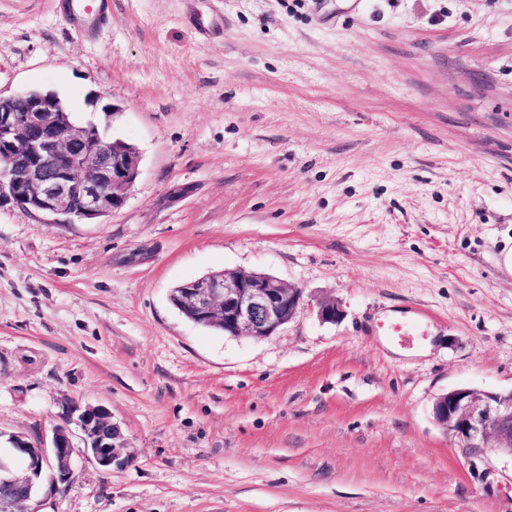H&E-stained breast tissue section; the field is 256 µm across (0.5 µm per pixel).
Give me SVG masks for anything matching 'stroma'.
Instances as JSON below:
<instances>
[{"instance_id": "stroma-1", "label": "stroma", "mask_w": 512, "mask_h": 512, "mask_svg": "<svg viewBox=\"0 0 512 512\" xmlns=\"http://www.w3.org/2000/svg\"><path fill=\"white\" fill-rule=\"evenodd\" d=\"M187 8L112 0L83 39L0 0V96L53 91L140 155L101 223L0 208V434L102 406L132 459L44 471L40 512H512V459L432 415L512 390V0ZM223 269L304 307L263 341L186 319L172 289Z\"/></svg>"}]
</instances>
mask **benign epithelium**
Segmentation results:
<instances>
[{
    "mask_svg": "<svg viewBox=\"0 0 512 512\" xmlns=\"http://www.w3.org/2000/svg\"><path fill=\"white\" fill-rule=\"evenodd\" d=\"M101 142L99 128L72 121L51 92L0 97V207L23 206L51 224H92L120 209L139 175V152L118 139L101 151ZM302 301L301 289L267 273L241 270L210 273L178 286L176 294L177 306L191 321L256 340L277 335ZM317 316L335 323L342 310L334 301H321ZM432 413L461 447L512 457V391L451 389L436 398ZM71 422L84 435V454L100 468L128 466L120 428L107 409L74 403L66 424L54 429L51 446H33L16 436L14 447L0 453V512H38L29 501L50 460L60 481L69 478L77 454Z\"/></svg>",
    "mask_w": 512,
    "mask_h": 512,
    "instance_id": "benign-epithelium-1",
    "label": "benign epithelium"
}]
</instances>
